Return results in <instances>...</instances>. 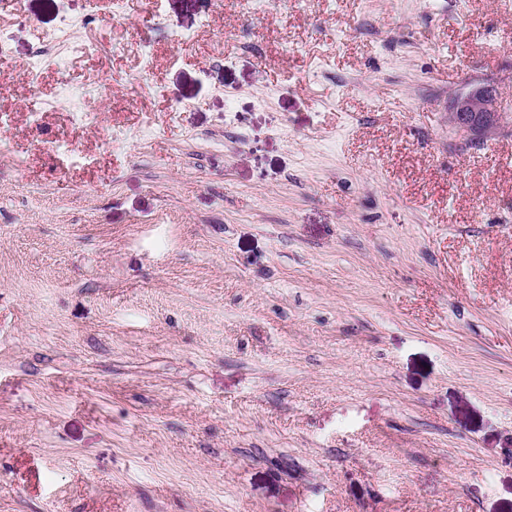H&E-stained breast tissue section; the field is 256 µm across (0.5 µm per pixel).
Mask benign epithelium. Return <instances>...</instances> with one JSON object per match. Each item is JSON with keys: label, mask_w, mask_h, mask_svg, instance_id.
<instances>
[{"label": "benign epithelium", "mask_w": 512, "mask_h": 512, "mask_svg": "<svg viewBox=\"0 0 512 512\" xmlns=\"http://www.w3.org/2000/svg\"><path fill=\"white\" fill-rule=\"evenodd\" d=\"M449 110L456 133L472 143L494 133L505 119L497 87L490 82L475 84L455 95Z\"/></svg>", "instance_id": "7a95c632"}]
</instances>
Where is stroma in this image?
I'll return each instance as SVG.
<instances>
[{"label":"stroma","mask_w":512,"mask_h":512,"mask_svg":"<svg viewBox=\"0 0 512 512\" xmlns=\"http://www.w3.org/2000/svg\"><path fill=\"white\" fill-rule=\"evenodd\" d=\"M203 10L0 12V512H512V0ZM449 110L456 133L477 143L499 129L505 119L500 112V98L494 83L482 82L455 95Z\"/></svg>","instance_id":"obj_1"}]
</instances>
